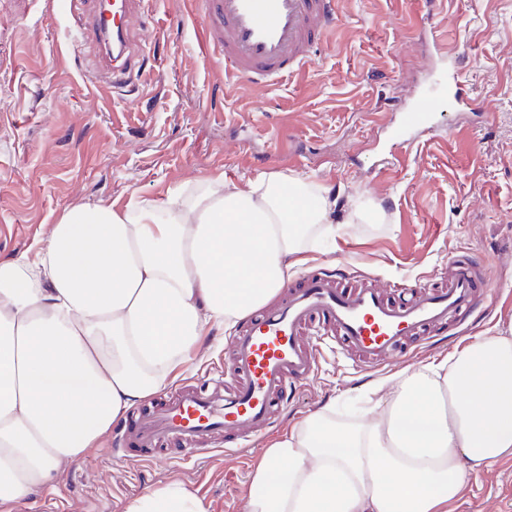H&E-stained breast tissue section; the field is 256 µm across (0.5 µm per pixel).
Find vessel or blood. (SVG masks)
<instances>
[{"instance_id": "obj_1", "label": "vessel or blood", "mask_w": 512, "mask_h": 512, "mask_svg": "<svg viewBox=\"0 0 512 512\" xmlns=\"http://www.w3.org/2000/svg\"><path fill=\"white\" fill-rule=\"evenodd\" d=\"M91 16L74 18L77 42L92 39L98 54L92 84H111L139 69L144 53L134 42L142 0H114L104 11L93 0ZM200 43L227 77L274 84L313 61L316 49L339 23L336 0H191ZM397 138L428 134L430 112L402 107ZM447 286L414 283L396 301L376 287L348 288L331 275L307 274L278 301L245 318L231 352L232 384L223 376L150 401L117 434L111 456L139 463V449L177 445L184 461L196 460L212 438L236 440L247 453L273 427L283 395L316 370L313 348L341 346L361 365L375 366L401 351L410 338L429 334L477 308L493 292L467 260L452 263Z\"/></svg>"}]
</instances>
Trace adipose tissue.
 <instances>
[{
	"label": "adipose tissue",
	"mask_w": 512,
	"mask_h": 512,
	"mask_svg": "<svg viewBox=\"0 0 512 512\" xmlns=\"http://www.w3.org/2000/svg\"><path fill=\"white\" fill-rule=\"evenodd\" d=\"M330 209L296 176L218 178L189 203L69 209L33 255L0 261V505L55 482L213 329L267 302L310 237L339 233ZM385 384L364 422L322 409L264 449L246 512H443L512 452V326ZM126 512L207 508L172 483Z\"/></svg>",
	"instance_id": "1"
}]
</instances>
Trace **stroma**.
<instances>
[{"label":"stroma","mask_w":512,"mask_h":512,"mask_svg":"<svg viewBox=\"0 0 512 512\" xmlns=\"http://www.w3.org/2000/svg\"><path fill=\"white\" fill-rule=\"evenodd\" d=\"M340 22L305 71L260 88L225 78L204 58L187 0H144L136 37L148 76L90 90L89 46L74 50L69 0H0V259L33 252L51 224L82 204L192 201L205 180L246 188L282 172L322 186L345 225L336 240L310 242L294 277L342 264L400 298L404 282L440 284L456 255L474 258L498 288L480 300L475 324L449 338L411 341L380 369L324 351L314 377L290 393L276 436L327 403L336 420L361 421L385 377L468 338L512 323V0H338ZM447 33L473 99L459 113L436 89V58L421 21ZM415 86L434 103L433 137L404 159L392 149L397 107ZM236 328L217 331L175 386L228 365ZM253 459L224 447L197 461L175 446L131 467L104 448L67 467L58 483L0 512H126L148 490L178 483L208 512H244ZM448 512H512V455L468 481Z\"/></svg>","instance_id":"obj_1"}]
</instances>
